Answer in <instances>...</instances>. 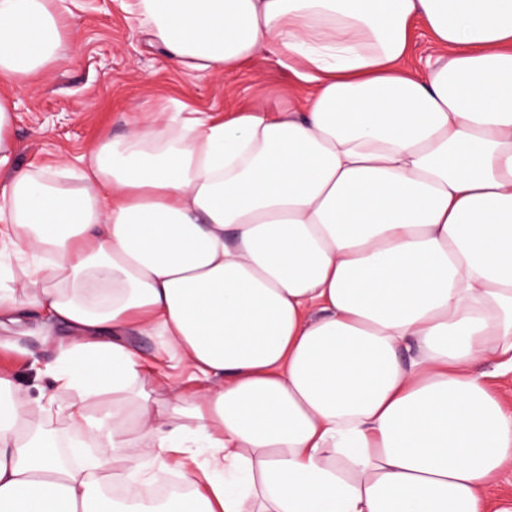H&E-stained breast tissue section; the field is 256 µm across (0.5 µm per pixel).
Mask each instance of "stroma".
<instances>
[{"label": "stroma", "instance_id": "stroma-1", "mask_svg": "<svg viewBox=\"0 0 512 512\" xmlns=\"http://www.w3.org/2000/svg\"><path fill=\"white\" fill-rule=\"evenodd\" d=\"M70 23L65 58L23 83L0 76V89L13 93V161L19 168H53L60 158L63 187H76L80 157L102 135L119 139L151 109L179 110L182 119L203 112L224 118L244 107L284 110L297 105L302 89L287 67L258 53L241 70L221 77L195 76L175 69L151 45L128 0H63ZM37 318L27 334L0 330V373L9 374L23 395L80 403L77 391L56 389L51 369L63 328L46 337Z\"/></svg>", "mask_w": 512, "mask_h": 512}]
</instances>
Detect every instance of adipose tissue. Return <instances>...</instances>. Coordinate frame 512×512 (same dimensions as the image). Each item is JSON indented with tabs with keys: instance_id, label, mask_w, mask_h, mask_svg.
<instances>
[{
	"instance_id": "obj_1",
	"label": "adipose tissue",
	"mask_w": 512,
	"mask_h": 512,
	"mask_svg": "<svg viewBox=\"0 0 512 512\" xmlns=\"http://www.w3.org/2000/svg\"><path fill=\"white\" fill-rule=\"evenodd\" d=\"M167 60L238 71L268 51L300 105L221 122L151 112L80 184L11 163L0 92V328L65 327L70 460L0 375V512H512V0H132ZM441 53L408 71L415 25ZM57 0H0V75L66 56ZM157 337L152 357L129 332ZM197 385L172 386L168 362ZM95 442L87 452L85 438ZM204 448L200 491L155 503ZM135 472L126 496L103 485ZM488 380L492 392L501 400L504 408L512 411V373L497 371Z\"/></svg>"
}]
</instances>
